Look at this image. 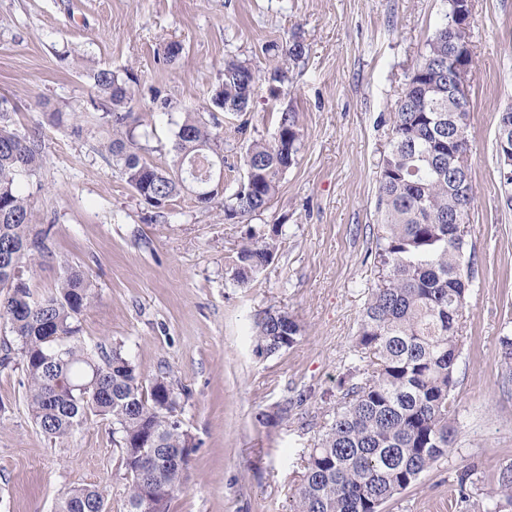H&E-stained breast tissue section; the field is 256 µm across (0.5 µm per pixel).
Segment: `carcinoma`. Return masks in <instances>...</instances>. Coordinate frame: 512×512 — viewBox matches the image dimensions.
Wrapping results in <instances>:
<instances>
[{
    "mask_svg": "<svg viewBox=\"0 0 512 512\" xmlns=\"http://www.w3.org/2000/svg\"><path fill=\"white\" fill-rule=\"evenodd\" d=\"M456 2L427 38L390 116L389 148L378 163L375 259L382 284L368 290L353 345L349 376L354 379L332 411L321 439L302 451L304 472L293 512H382V505L413 485L454 442L455 370L473 277L468 252L473 186L470 176L449 164L469 150L468 125L456 126L469 98L452 88L469 80L474 66L469 36L448 25ZM268 50L284 59L305 54L297 38ZM91 105L102 110L112 166L156 208L187 193L201 207L216 199L195 197L184 174L203 178L224 165V135L198 113L177 124L176 159L160 167L142 154L153 131L134 112L140 83L134 72L110 68L86 71ZM224 83L212 103L226 113L247 110L262 82L279 95L288 69L261 73L238 59L224 62ZM497 173L504 207L512 209V109L499 116ZM300 128L284 110L271 139L252 141L240 155L252 172L253 190L235 184L224 196V219L240 223L265 210L281 176L296 159ZM43 166L39 131L19 134L0 124V319L10 325L17 349L3 347L0 367L19 361L31 417L49 438L81 428L89 416L112 421L128 479L126 512H170L187 480L193 437L183 428L181 393L168 376L142 377L123 345L93 352L80 339V316L95 299L81 270L70 269L48 291L34 296L24 269L37 264L31 239L33 209L21 181ZM279 226L252 230L236 252L232 280L247 286L272 262ZM255 349L271 356L293 346L300 326L285 310H266L255 321ZM489 507L512 506V468L485 492ZM98 487L70 489L54 512H105Z\"/></svg>",
    "mask_w": 512,
    "mask_h": 512,
    "instance_id": "cac0c4a2",
    "label": "carcinoma"
}]
</instances>
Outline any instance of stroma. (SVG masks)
Returning <instances> with one entry per match:
<instances>
[{
	"instance_id": "obj_1",
	"label": "stroma",
	"mask_w": 512,
	"mask_h": 512,
	"mask_svg": "<svg viewBox=\"0 0 512 512\" xmlns=\"http://www.w3.org/2000/svg\"><path fill=\"white\" fill-rule=\"evenodd\" d=\"M447 0H0V107L18 132L39 128L44 163L23 182L43 240L33 292L79 268L96 286L80 317L88 348L123 343L144 377L165 371L185 388L179 417L194 439L171 512H290L303 449L341 401L375 248L378 163L393 112ZM471 26L468 164L474 190L468 247L475 255L454 389L452 450L383 512H478L483 489L512 466V384L500 339L512 336V210L501 208L495 138L512 106V0H475ZM305 45L290 84L257 87L243 114L211 98L233 56L269 65L266 46ZM184 50L163 59L165 43ZM132 69L159 101L137 105L154 135L144 155L166 167L185 112L224 134L225 183L243 178L247 141L271 138L296 112L302 145L268 208L243 223L221 203L189 195L156 209L108 160L89 105L86 69ZM169 107H161V100ZM78 113L57 123L54 112ZM281 225L275 259L247 287L229 258L253 229ZM287 310L292 347L258 355L253 323ZM20 365L0 368V512H53L61 493L107 490L125 512V471L112 422L98 416L47 438L25 400Z\"/></svg>"
}]
</instances>
